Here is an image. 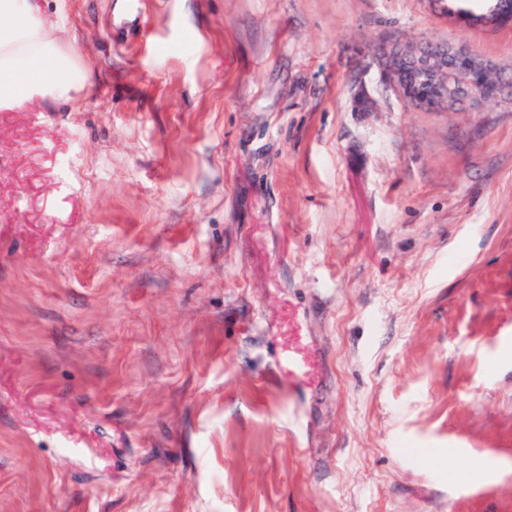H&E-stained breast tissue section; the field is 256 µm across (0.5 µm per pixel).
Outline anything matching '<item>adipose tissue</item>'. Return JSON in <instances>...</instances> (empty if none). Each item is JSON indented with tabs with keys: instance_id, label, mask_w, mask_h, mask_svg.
Returning <instances> with one entry per match:
<instances>
[{
	"instance_id": "1",
	"label": "adipose tissue",
	"mask_w": 512,
	"mask_h": 512,
	"mask_svg": "<svg viewBox=\"0 0 512 512\" xmlns=\"http://www.w3.org/2000/svg\"><path fill=\"white\" fill-rule=\"evenodd\" d=\"M85 78L32 0H0V106L37 97L75 103Z\"/></svg>"
}]
</instances>
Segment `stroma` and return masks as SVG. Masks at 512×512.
I'll use <instances>...</instances> for the list:
<instances>
[{
	"label": "stroma",
	"instance_id": "35a3bbf8",
	"mask_svg": "<svg viewBox=\"0 0 512 512\" xmlns=\"http://www.w3.org/2000/svg\"><path fill=\"white\" fill-rule=\"evenodd\" d=\"M34 2L87 86L0 110V512H512V100L351 96L512 26Z\"/></svg>",
	"mask_w": 512,
	"mask_h": 512
}]
</instances>
